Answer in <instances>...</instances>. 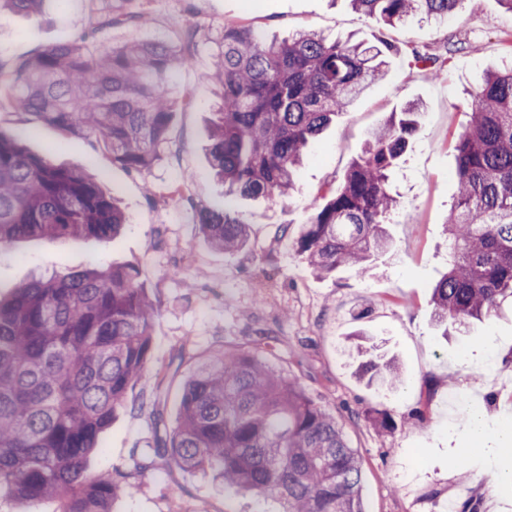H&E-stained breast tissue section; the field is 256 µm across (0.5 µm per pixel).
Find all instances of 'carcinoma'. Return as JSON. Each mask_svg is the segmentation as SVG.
Segmentation results:
<instances>
[{
	"mask_svg": "<svg viewBox=\"0 0 512 512\" xmlns=\"http://www.w3.org/2000/svg\"><path fill=\"white\" fill-rule=\"evenodd\" d=\"M388 26L443 21L459 0H350ZM44 0H0L27 15ZM138 15L97 20V31L137 24ZM394 46L364 47L300 31L268 40L245 24L224 25L214 77L222 87L209 159L225 194L283 200L312 140L386 74ZM439 75L440 57L413 52ZM189 62L182 49L147 39L98 56L83 43L52 45L20 67L0 64L10 103L63 132L101 142L139 173L158 158L173 106L162 81ZM419 106L391 113L352 161L293 245L326 276L388 251L385 224L398 205L391 175L418 130ZM456 200L448 215V269L431 296L441 325L491 321L512 301V37L506 61L472 93L455 140ZM125 215L97 178L33 155L0 131V248L40 238L112 239ZM212 247L246 246L249 230L229 203L199 209ZM156 314L138 271L94 265L41 276L0 299V493L54 497L61 512H111L122 487L87 475L88 456L142 377ZM363 371L391 386L396 368ZM209 467L224 484L272 498L279 512H366L359 456L336 418L294 380L258 356L236 351L203 364L182 386L177 425L139 468Z\"/></svg>",
	"mask_w": 512,
	"mask_h": 512,
	"instance_id": "1",
	"label": "carcinoma"
}]
</instances>
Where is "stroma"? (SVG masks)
I'll return each instance as SVG.
<instances>
[{
  "label": "stroma",
  "instance_id": "1",
  "mask_svg": "<svg viewBox=\"0 0 512 512\" xmlns=\"http://www.w3.org/2000/svg\"><path fill=\"white\" fill-rule=\"evenodd\" d=\"M136 14L137 25L92 31L110 14ZM239 22L280 38L303 29L329 39L397 48L375 81L312 145L285 201L236 198L248 245L224 252L197 224L201 207L224 205V185L209 164L214 110L222 88L213 64L224 25ZM87 36L93 53L145 39L175 40L191 58L165 86L177 108L151 169L129 173L103 144H91L0 108V131L34 154L94 174L125 212L111 240L64 244L22 239L0 250V294L33 276L92 264L131 265L156 305L151 351L141 379L90 455V476L128 486L112 512H277L278 504L225 487L206 469L140 471L156 444L157 422L176 426L181 388L202 363L233 351L259 356L332 413L359 456L367 512H441L455 499L477 512H512V457L503 423L512 417V306L468 332L442 331L432 318V287L444 272V226L456 192L453 143L468 121L470 93L500 64L512 12L499 0H460L445 22L414 19L389 27L347 0H46L39 15L0 12V62L18 65L48 46ZM471 50L446 63L439 78L420 71L412 49L445 44ZM422 104L417 133L392 175L399 205L388 226L394 246L370 267L316 275L279 226L298 230L329 189L339 186L370 134L407 102ZM394 361L396 386L368 381L365 359ZM478 399L487 429L468 434L454 416V394ZM387 414L389 429L376 419Z\"/></svg>",
  "mask_w": 512,
  "mask_h": 512
}]
</instances>
